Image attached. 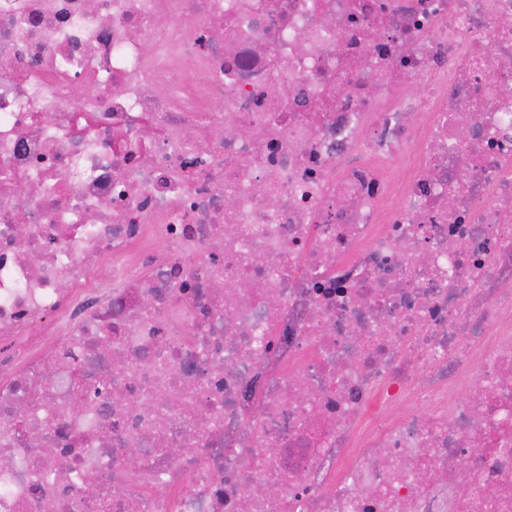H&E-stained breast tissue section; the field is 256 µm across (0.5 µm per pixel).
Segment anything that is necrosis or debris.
<instances>
[{
	"instance_id": "necrosis-or-debris-1",
	"label": "necrosis or debris",
	"mask_w": 512,
	"mask_h": 512,
	"mask_svg": "<svg viewBox=\"0 0 512 512\" xmlns=\"http://www.w3.org/2000/svg\"><path fill=\"white\" fill-rule=\"evenodd\" d=\"M0 512H512V0H0Z\"/></svg>"
}]
</instances>
